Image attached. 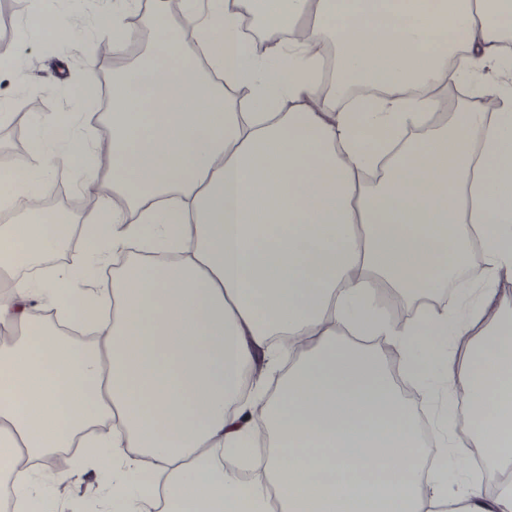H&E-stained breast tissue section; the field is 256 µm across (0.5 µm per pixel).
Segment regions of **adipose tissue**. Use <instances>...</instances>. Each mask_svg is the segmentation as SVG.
I'll return each mask as SVG.
<instances>
[{"mask_svg": "<svg viewBox=\"0 0 512 512\" xmlns=\"http://www.w3.org/2000/svg\"><path fill=\"white\" fill-rule=\"evenodd\" d=\"M388 2L390 25L362 0H185L173 25L156 0L143 28L167 67L123 65L138 31L122 0L94 15L120 63L79 255L28 276L72 224L0 225V475L22 455L67 459L15 482L17 505L60 512V486L90 471L105 512L160 498L166 512H512V490H440L431 473L476 448L512 464V310L496 290L512 279V0ZM492 71L495 112L439 121L449 85ZM86 102L34 116L30 151L0 171L14 197L96 153ZM133 242L144 254L108 297L86 292ZM476 246L484 278L463 313H372L380 285L434 294ZM347 331L389 337L416 382L442 362L468 438L427 441L383 355ZM283 354L274 393H242Z\"/></svg>", "mask_w": 512, "mask_h": 512, "instance_id": "ef3b65f1", "label": "adipose tissue"}]
</instances>
